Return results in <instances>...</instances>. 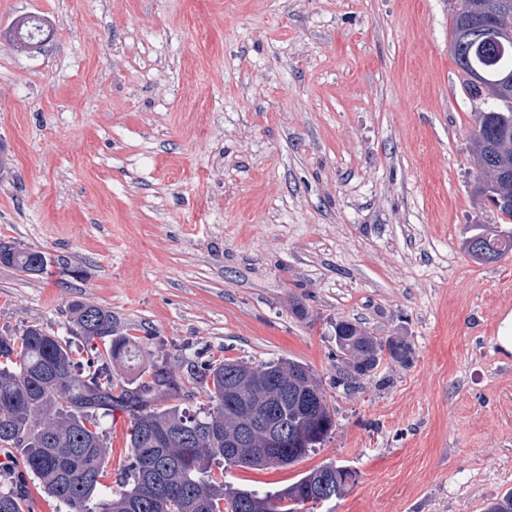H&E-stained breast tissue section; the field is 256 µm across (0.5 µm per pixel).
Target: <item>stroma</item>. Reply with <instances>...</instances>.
I'll use <instances>...</instances> for the list:
<instances>
[{"label":"stroma","mask_w":512,"mask_h":512,"mask_svg":"<svg viewBox=\"0 0 512 512\" xmlns=\"http://www.w3.org/2000/svg\"><path fill=\"white\" fill-rule=\"evenodd\" d=\"M454 0H0L54 35L0 40V240L64 258L0 265V333L69 336L111 311L142 361L290 358L320 378L332 435L234 486L333 462L322 512H484L512 491V255L474 262L476 113L449 51ZM407 339L359 387L337 321Z\"/></svg>","instance_id":"1"}]
</instances>
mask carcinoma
Here are the masks:
<instances>
[{
	"label": "carcinoma",
	"mask_w": 512,
	"mask_h": 512,
	"mask_svg": "<svg viewBox=\"0 0 512 512\" xmlns=\"http://www.w3.org/2000/svg\"><path fill=\"white\" fill-rule=\"evenodd\" d=\"M487 0H455L450 53L463 84L489 96L477 113L472 161L482 177L474 195L492 202L506 224L512 223V17L502 22L498 41L476 45L473 28L485 19ZM43 17L25 15L0 29V38L41 49ZM0 264L24 271L41 261L42 251L3 243ZM463 248L480 264L500 261L512 252V232L473 226ZM73 337L61 338L37 321L16 336L0 334V448L18 449L20 458L0 465V512H27L28 474L64 512H318L356 481V471L334 463L302 473L276 490L240 488L224 482L214 470L241 467L266 470L291 466L321 447L335 427L321 383L307 365L287 358L254 365L224 359L207 370L178 376L166 361L139 371L132 381L112 379V364H139L140 350L117 333L112 311L90 302L69 305ZM336 346L348 371L346 385L376 369L380 340L362 326L339 321ZM94 351L96 363L84 369L73 345ZM391 359L407 364L413 354L403 339L389 340ZM189 384H200L207 403L195 408L178 401L192 399ZM171 399L172 405L164 404ZM286 422L300 444L266 447V431L253 426L246 444L224 447V437L239 432L250 411ZM120 411L128 417L130 464L119 490L99 499L110 455L106 419Z\"/></svg>",
	"instance_id": "cac0c4a2"
}]
</instances>
